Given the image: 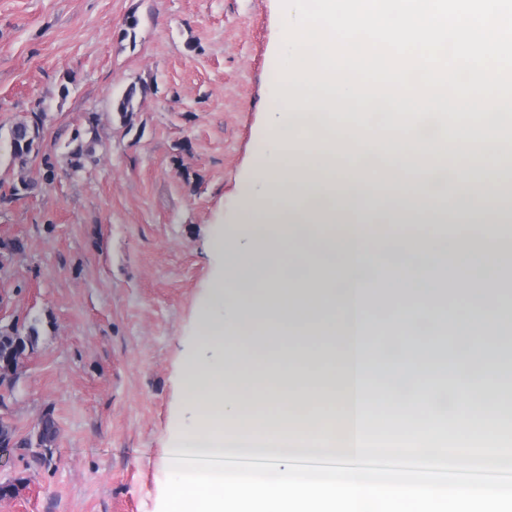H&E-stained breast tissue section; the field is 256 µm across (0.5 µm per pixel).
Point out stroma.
I'll return each mask as SVG.
<instances>
[{
  "label": "stroma",
  "instance_id": "stroma-1",
  "mask_svg": "<svg viewBox=\"0 0 512 512\" xmlns=\"http://www.w3.org/2000/svg\"><path fill=\"white\" fill-rule=\"evenodd\" d=\"M282 17L281 0H0V128L47 114L27 167L0 140V245L24 244L0 266V330H38L0 416L20 439L47 415L57 429L48 450L0 447V486L21 485L0 512H161L169 448L201 457L183 380L208 360L202 325L221 312L213 238L244 218L251 161L273 137ZM134 83L150 92L126 127L112 102ZM92 124L94 158L67 175L73 135ZM23 177L36 187L13 195ZM394 201L379 184L369 219L391 239L424 237L425 224L392 222ZM488 204L492 226L449 201L442 234L512 245V198ZM476 378L440 365L434 400L415 387L372 397L451 423Z\"/></svg>",
  "mask_w": 512,
  "mask_h": 512
}]
</instances>
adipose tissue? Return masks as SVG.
<instances>
[{"mask_svg":"<svg viewBox=\"0 0 512 512\" xmlns=\"http://www.w3.org/2000/svg\"><path fill=\"white\" fill-rule=\"evenodd\" d=\"M267 109L281 118L291 112L316 113L323 117L320 133L299 132L274 139L270 151L256 156L246 220L232 225L228 235L217 236L213 247L226 255L227 281L213 287L224 301V314L206 321L203 336L215 352L214 360L193 364L184 378V390L200 417V429L208 444L223 445L224 424L232 422L238 436L260 438L279 447L288 431L313 422L339 427L342 445L327 438L316 441L344 462L368 450V428L385 425L394 439L390 452L413 450L431 464L447 457L450 448L477 449L486 456L512 452L489 419L465 410L461 430L431 423L425 414H388L373 409L367 398L372 379L384 363L387 342V306L370 303L359 281L370 269L371 253L396 256L404 284L434 278L439 266L461 253L459 242L430 231L419 242L379 243L368 250L365 225L360 219L372 188L367 160L375 143L388 146L381 171L397 197L393 220L416 223L443 209L449 198H465L475 206L482 223H497L494 210L486 207L489 192L511 195L512 183L499 179L502 168L512 165V107L480 110L450 106L436 94L428 107L412 99L392 95L354 93L352 87L337 91L328 83L277 82ZM497 142L495 159H484L489 140ZM456 147L455 162H448L445 144ZM454 165L451 180L439 182L436 174ZM339 231H330V224ZM337 255L345 278L340 289L322 284L306 289L317 277L313 257L322 251ZM254 253L255 260L239 261V252ZM438 297L433 293L408 294L403 327L407 339L401 364L385 387L399 393L402 385L423 386L429 369L437 362V345L443 337L441 324L423 328L421 314L435 315ZM497 297L483 298L479 306L455 305L470 329V345L454 349L457 367L478 366L481 377L467 394L500 391L499 374L489 358L495 343L484 340L475 318L498 307ZM284 319L276 348L265 349L266 366L256 367L251 346L254 320ZM235 355H225L226 346ZM331 348L328 370L316 375L293 372L300 350ZM339 371H332V363ZM355 370L362 398L351 401L342 393L339 378Z\"/></svg>","mask_w":512,"mask_h":512,"instance_id":"adipose-tissue-1","label":"adipose tissue"}]
</instances>
